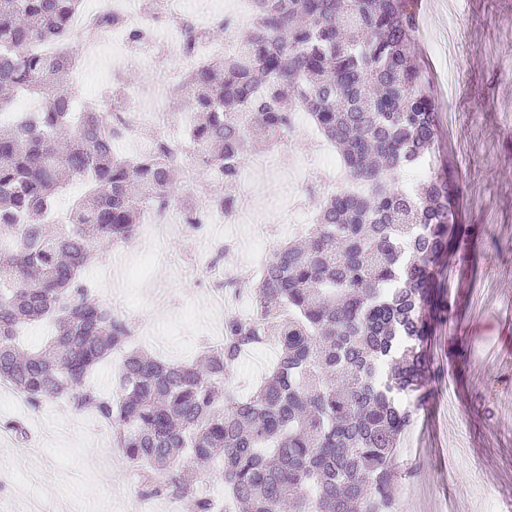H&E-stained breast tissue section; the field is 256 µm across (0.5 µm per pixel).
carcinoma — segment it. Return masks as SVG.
<instances>
[{
  "mask_svg": "<svg viewBox=\"0 0 512 512\" xmlns=\"http://www.w3.org/2000/svg\"><path fill=\"white\" fill-rule=\"evenodd\" d=\"M414 2L255 0L234 47L185 74V140L153 137L129 157L105 113L73 111L76 85L55 91L76 67L82 0H0V113L20 93L43 100L0 121V382L34 408L65 396L111 423L140 497L185 499L191 512H396L392 458L428 400L435 268L465 241L437 102L410 62ZM178 36L196 52L192 25ZM299 112L360 190L323 197L303 235L243 283L253 314L226 316L222 342L177 365L130 348L133 325L84 287L92 260L168 204L179 150L234 186ZM421 161L426 176L399 181ZM73 179L69 221L49 223ZM32 322L52 325L37 351L18 340ZM269 341L276 362L251 394L224 388ZM115 353L103 394L88 378ZM218 458L222 496L192 476Z\"/></svg>",
  "mask_w": 512,
  "mask_h": 512,
  "instance_id": "1",
  "label": "carcinoma"
}]
</instances>
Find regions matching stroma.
<instances>
[{
    "instance_id": "stroma-1",
    "label": "stroma",
    "mask_w": 512,
    "mask_h": 512,
    "mask_svg": "<svg viewBox=\"0 0 512 512\" xmlns=\"http://www.w3.org/2000/svg\"><path fill=\"white\" fill-rule=\"evenodd\" d=\"M412 60L439 107L438 136L460 187L458 223L467 251L441 263V301L452 315L435 331L430 400L401 440L393 462L417 465L395 494L401 512H512V0H419ZM171 59L128 56L118 76L80 91L78 111L100 109L114 86L165 92L171 136L188 120L184 97L169 83ZM307 134L284 138L274 167L254 181L259 201L300 198L299 220L313 222L321 203L289 180L298 162L314 163ZM231 256H224V247ZM254 258L243 224L213 236L176 224L162 237L139 230L85 273L103 303H115L136 329L138 345L166 362L192 358L220 338L208 289L225 277V260ZM27 429L17 442L12 424ZM0 474L8 486L0 512H188L177 500H142L135 470L124 461L108 423L66 398L32 408L0 385Z\"/></svg>"
}]
</instances>
